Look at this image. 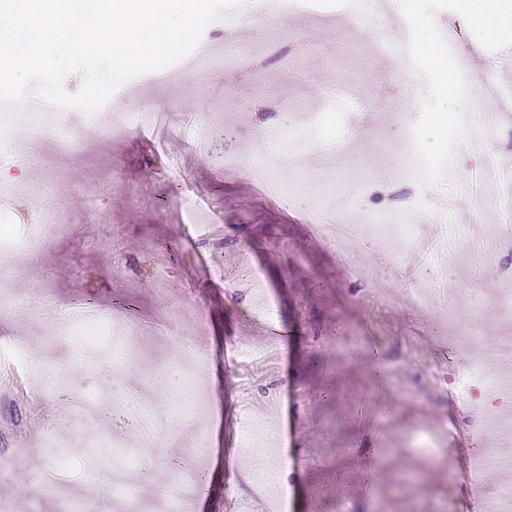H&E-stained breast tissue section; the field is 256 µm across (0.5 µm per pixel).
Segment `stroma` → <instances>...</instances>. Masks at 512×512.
<instances>
[{"instance_id": "stroma-1", "label": "stroma", "mask_w": 512, "mask_h": 512, "mask_svg": "<svg viewBox=\"0 0 512 512\" xmlns=\"http://www.w3.org/2000/svg\"><path fill=\"white\" fill-rule=\"evenodd\" d=\"M365 2L277 0L262 17L241 6L237 24L206 28L205 69L119 88L121 121L106 112L92 128L78 112L59 129L13 125L0 174L20 185L10 230L29 249L0 272V504L10 512L104 502L99 480L117 444L128 449L118 464L144 473L116 500L120 512H169L174 499L181 512H226L229 499L274 512L282 490L292 512H334L342 499L353 512H440L447 500L467 512L480 490L512 486V470L471 477L466 412L433 384L462 331L484 374L512 380L501 356L512 321L495 309L512 293V258L492 246L512 198L478 181L484 152L512 162V111L493 97L468 129L456 122L469 89L512 56V0L490 21L462 0H389L375 27ZM443 29L454 40L441 48L429 35ZM337 87L351 92L341 107ZM148 102L176 134L137 140ZM414 124L440 172L387 178ZM342 128L340 160L312 184ZM292 153L304 167L284 171ZM426 192L431 210H406ZM41 211L57 222L39 223ZM387 224L419 225L441 279L413 277ZM245 261L257 278H236ZM87 312L132 326L88 345L61 327ZM130 385L156 431L141 454L136 414L112 418ZM265 427L276 452L260 460ZM419 429L439 432L443 455L415 451ZM60 448L69 464L59 471Z\"/></svg>"}]
</instances>
